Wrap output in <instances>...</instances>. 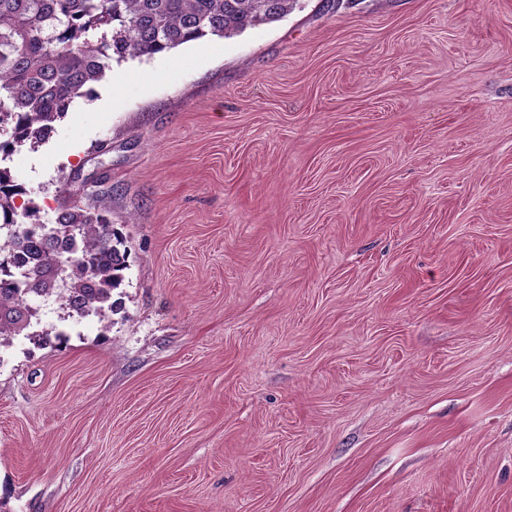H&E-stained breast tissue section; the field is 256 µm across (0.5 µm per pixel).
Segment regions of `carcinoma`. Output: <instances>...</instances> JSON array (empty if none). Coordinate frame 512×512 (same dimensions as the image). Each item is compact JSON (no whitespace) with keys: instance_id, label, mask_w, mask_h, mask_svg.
<instances>
[{"instance_id":"carcinoma-1","label":"carcinoma","mask_w":512,"mask_h":512,"mask_svg":"<svg viewBox=\"0 0 512 512\" xmlns=\"http://www.w3.org/2000/svg\"><path fill=\"white\" fill-rule=\"evenodd\" d=\"M297 0H0V154L45 143L112 58L153 56L208 35L229 38L277 21ZM11 170L0 167V337L28 336L36 304L52 296L80 317L113 310L126 254L105 206L65 208L55 223Z\"/></svg>"}]
</instances>
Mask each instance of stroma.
I'll return each mask as SVG.
<instances>
[{"instance_id":"stroma-1","label":"stroma","mask_w":512,"mask_h":512,"mask_svg":"<svg viewBox=\"0 0 512 512\" xmlns=\"http://www.w3.org/2000/svg\"><path fill=\"white\" fill-rule=\"evenodd\" d=\"M0 164L129 264L0 347L9 512H512V0H298Z\"/></svg>"}]
</instances>
